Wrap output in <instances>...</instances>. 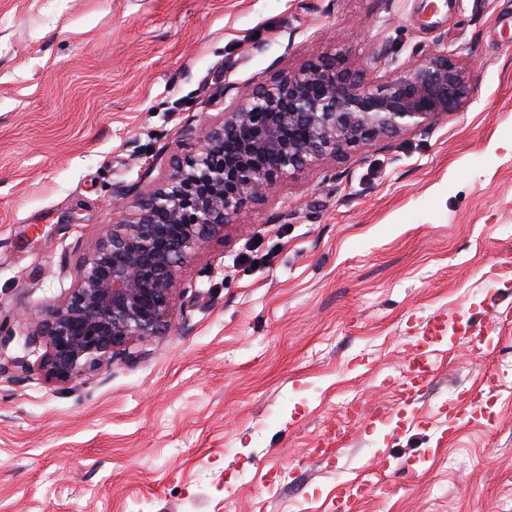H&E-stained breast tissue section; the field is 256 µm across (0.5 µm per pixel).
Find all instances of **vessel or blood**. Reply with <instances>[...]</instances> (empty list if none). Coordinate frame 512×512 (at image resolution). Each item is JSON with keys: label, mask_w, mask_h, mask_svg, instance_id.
Masks as SVG:
<instances>
[{"label": "vessel or blood", "mask_w": 512, "mask_h": 512, "mask_svg": "<svg viewBox=\"0 0 512 512\" xmlns=\"http://www.w3.org/2000/svg\"><path fill=\"white\" fill-rule=\"evenodd\" d=\"M450 330L461 333L463 338L469 340L474 358L480 359L489 353L491 341L483 324L462 322L456 314L449 312L435 314L427 320L422 336L412 344L408 372L396 383L397 404L400 408L407 409L417 404L425 389L434 381L437 372L434 345L443 340ZM351 440L352 434L348 429L337 427L335 431L324 435L315 454L321 459L330 458L341 448L347 447ZM372 489V483L367 480H357L345 486L336 502L338 512H352L355 503L366 497Z\"/></svg>", "instance_id": "vessel-or-blood-1"}]
</instances>
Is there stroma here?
Here are the masks:
<instances>
[{
  "instance_id": "stroma-1",
  "label": "stroma",
  "mask_w": 512,
  "mask_h": 512,
  "mask_svg": "<svg viewBox=\"0 0 512 512\" xmlns=\"http://www.w3.org/2000/svg\"><path fill=\"white\" fill-rule=\"evenodd\" d=\"M512 0H0V512H512V318L487 362L441 344L435 381L394 383L438 311L512 310ZM469 66L466 111L320 161L248 204L183 270L165 335L54 385L25 338L117 221L112 194L167 174L225 86L340 53L363 79L386 41ZM500 388L449 427L441 407ZM390 417L337 460L312 450L348 407ZM399 487L386 497L383 481ZM374 488L371 481L357 480L343 488V491L336 501V511H351L354 504L366 497Z\"/></svg>"
}]
</instances>
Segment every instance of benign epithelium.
<instances>
[{
	"mask_svg": "<svg viewBox=\"0 0 512 512\" xmlns=\"http://www.w3.org/2000/svg\"><path fill=\"white\" fill-rule=\"evenodd\" d=\"M380 79L361 82L342 55L318 56L237 91L217 124L187 122L190 151L128 203L81 260L72 287L26 336L46 381L69 385L132 359L130 347L171 325L182 268L248 204L291 174L402 131L465 111L466 63L440 41L400 63L387 43L372 56Z\"/></svg>",
	"mask_w": 512,
	"mask_h": 512,
	"instance_id": "1",
	"label": "benign epithelium"
}]
</instances>
